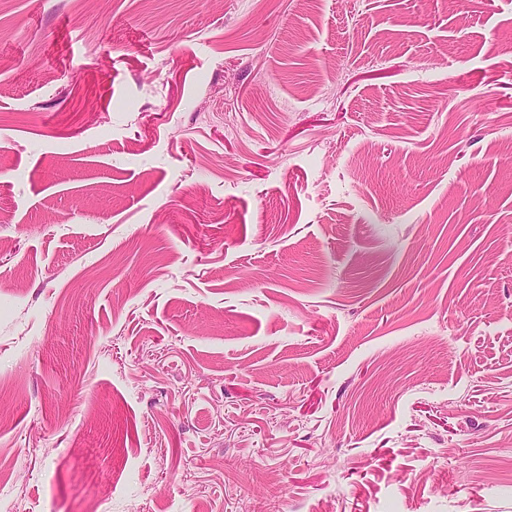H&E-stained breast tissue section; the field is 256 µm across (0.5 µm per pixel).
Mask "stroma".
Segmentation results:
<instances>
[{
	"instance_id": "stroma-1",
	"label": "stroma",
	"mask_w": 512,
	"mask_h": 512,
	"mask_svg": "<svg viewBox=\"0 0 512 512\" xmlns=\"http://www.w3.org/2000/svg\"><path fill=\"white\" fill-rule=\"evenodd\" d=\"M0 512H512V0H0Z\"/></svg>"
}]
</instances>
